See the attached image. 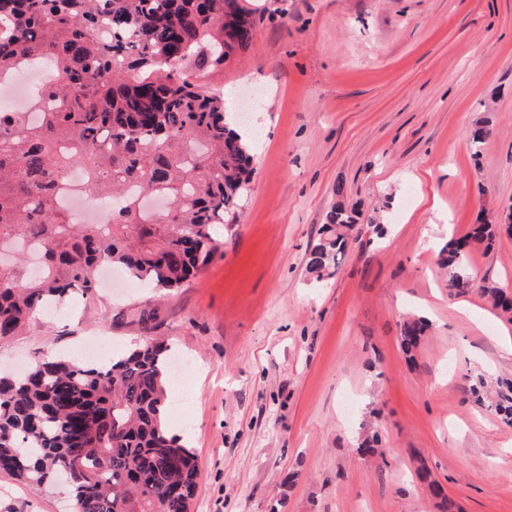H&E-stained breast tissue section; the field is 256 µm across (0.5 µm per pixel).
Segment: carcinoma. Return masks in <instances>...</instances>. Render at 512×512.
Segmentation results:
<instances>
[{"label": "carcinoma", "instance_id": "carcinoma-1", "mask_svg": "<svg viewBox=\"0 0 512 512\" xmlns=\"http://www.w3.org/2000/svg\"><path fill=\"white\" fill-rule=\"evenodd\" d=\"M254 23L239 0H0V79L40 60L52 68L41 95L53 102L36 123L0 110V345L43 307L92 297L110 264L142 286L178 288L216 254L215 228L238 207L253 160L231 125L224 95L203 94L180 68L219 65L245 49ZM139 71L130 84L125 73ZM485 121L471 130L478 156ZM72 166L84 194L112 198L105 224H75L59 206ZM357 226L332 209L306 270L330 278ZM512 236L476 224L441 248L448 287L472 286L468 247ZM492 306L512 294L487 284ZM425 320L400 325L416 347ZM170 348L146 342L108 363L40 357L22 376H0V470L44 484L64 480L75 512H188L197 465L167 415ZM473 402L512 426V381L468 376Z\"/></svg>", "mask_w": 512, "mask_h": 512}]
</instances>
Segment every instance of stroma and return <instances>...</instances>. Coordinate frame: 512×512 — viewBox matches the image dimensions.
<instances>
[{
	"mask_svg": "<svg viewBox=\"0 0 512 512\" xmlns=\"http://www.w3.org/2000/svg\"><path fill=\"white\" fill-rule=\"evenodd\" d=\"M241 2L250 45L190 73L261 134L217 254L170 291L103 289L39 313L0 368L75 359L91 339L104 360L168 343L187 363L168 420L198 459L190 512H444L422 466L454 512H512V427L465 392L476 367L512 378V320L479 289L512 293V237L473 245L466 293L437 264L446 239L512 211V0ZM478 119L490 133L476 158ZM338 203L359 223L318 284L305 256ZM410 315L429 326L408 355ZM373 435L383 455H359ZM0 512L73 501L0 471Z\"/></svg>",
	"mask_w": 512,
	"mask_h": 512,
	"instance_id": "35a3bbf8",
	"label": "stroma"
}]
</instances>
